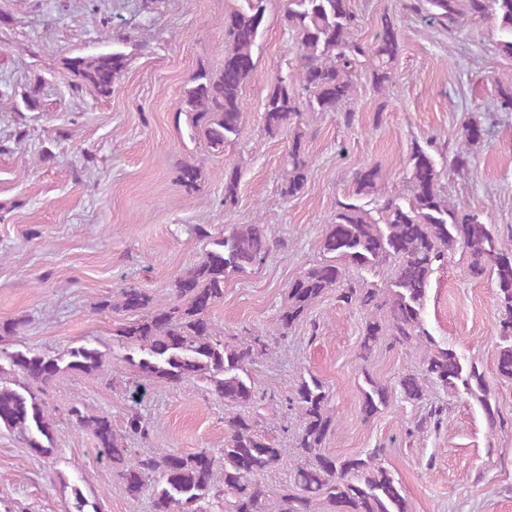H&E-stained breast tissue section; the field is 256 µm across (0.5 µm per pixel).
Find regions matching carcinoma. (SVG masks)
<instances>
[{"mask_svg": "<svg viewBox=\"0 0 512 512\" xmlns=\"http://www.w3.org/2000/svg\"><path fill=\"white\" fill-rule=\"evenodd\" d=\"M265 3L239 0L237 8L224 16V69L216 75L200 71L184 87L177 115L186 117L191 135L203 133L207 147L215 152L223 151L224 143L239 134L244 122L242 93L256 67L254 52ZM411 8L428 22L448 28L469 17H488L512 35V0H414ZM284 23L295 39L299 64L295 73L276 77L267 95L262 112L266 133L274 135L297 122L301 114L297 84L308 93L312 109L338 112L354 99V76L361 60L371 61L376 90L391 81L402 41L391 19L382 21L370 44L353 38L358 18L351 0H288ZM127 62V54L112 51L69 57L65 67L95 93L108 96ZM455 140L453 163L463 167L471 146L481 140L480 123L469 122ZM283 168L284 193L293 196L307 179L302 133H296ZM381 178L376 166L358 171L354 195L374 194ZM438 179L431 155L417 147L410 159L406 192L378 198L373 211L351 201L339 203L321 244L330 259L310 266L290 283L287 304L277 319L279 335H287L317 300L334 291L337 301L369 312L359 344L362 357H368L383 336L391 337L394 344L420 347L431 339L421 319L431 276L447 261L448 252L459 248L467 254L472 276L487 271L495 276L502 339L497 369L511 378L512 249L499 248L477 215L442 196ZM238 180L237 167L225 173L224 203L235 201ZM275 244L264 224H234L213 240L197 264L174 280L172 300L158 302L130 287L121 289L109 304L113 312L125 316L117 335L129 348L127 361L138 376L176 384L199 378L224 401L228 435L222 458L201 449L188 454L166 450L136 460L108 416L72 404L66 409L68 420L73 427L93 433L99 453L112 460L128 494L137 497L152 489L153 512H201L202 503L221 496L229 500V512H407L398 482L381 463V449L345 459L322 451L334 420L329 392L313 375L301 378L293 397L287 399V409L299 421L292 488L271 501L256 482L257 476L282 462L281 449L245 413L256 398L250 368L268 354L269 341L262 335L228 341L210 313L224 302L226 277L262 266ZM386 263L394 274L384 290L361 288L347 279L350 266L372 269ZM5 359L22 381L15 389L0 384V427L19 431L29 448L48 454L53 416L30 385L46 384L63 370L100 375L108 367L106 357L83 344L51 356L18 350ZM430 381L454 392L486 393L482 374L475 366H466L451 348H427L422 370L399 379L400 392L408 400L420 401ZM388 400V388L372 381L363 392L361 411L370 417ZM150 430L141 413H128L126 434L145 438Z\"/></svg>", "mask_w": 512, "mask_h": 512, "instance_id": "1", "label": "carcinoma"}]
</instances>
